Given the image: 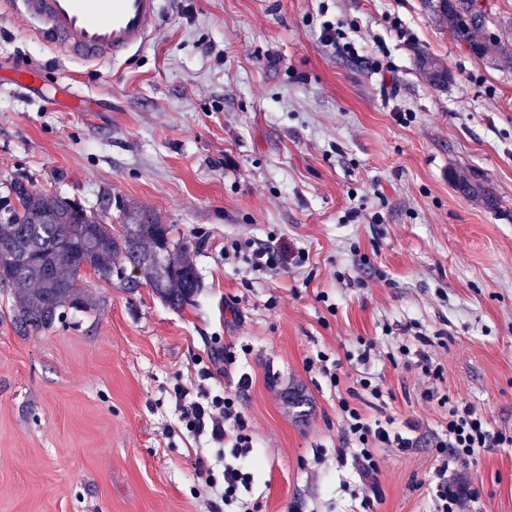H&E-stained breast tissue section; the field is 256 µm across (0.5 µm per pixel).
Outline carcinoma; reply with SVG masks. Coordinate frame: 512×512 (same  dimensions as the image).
<instances>
[{"label": "carcinoma", "instance_id": "carcinoma-1", "mask_svg": "<svg viewBox=\"0 0 512 512\" xmlns=\"http://www.w3.org/2000/svg\"><path fill=\"white\" fill-rule=\"evenodd\" d=\"M468 0H424L425 9L448 25L451 37L476 56L486 52L487 18L468 16ZM420 70L434 84L448 80V72L433 57L420 53ZM463 193L483 205H497L484 183L458 175ZM119 256L139 275L120 277L133 286L145 282L173 309L193 302L199 276L182 239L153 220L123 224L112 233L74 202L37 194L19 179L0 197V287L13 295L12 323L22 333L45 332L69 310L96 306L83 283V272L112 280V257Z\"/></svg>", "mask_w": 512, "mask_h": 512}]
</instances>
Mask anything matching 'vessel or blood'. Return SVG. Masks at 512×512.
Masks as SVG:
<instances>
[{"label":"vessel or blood","mask_w":512,"mask_h":512,"mask_svg":"<svg viewBox=\"0 0 512 512\" xmlns=\"http://www.w3.org/2000/svg\"><path fill=\"white\" fill-rule=\"evenodd\" d=\"M37 36L89 65L129 59L158 26L159 0H0Z\"/></svg>","instance_id":"b4317fda"}]
</instances>
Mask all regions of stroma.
Listing matches in <instances>:
<instances>
[{"instance_id": "1", "label": "stroma", "mask_w": 512, "mask_h": 512, "mask_svg": "<svg viewBox=\"0 0 512 512\" xmlns=\"http://www.w3.org/2000/svg\"><path fill=\"white\" fill-rule=\"evenodd\" d=\"M421 51L444 86L418 70ZM494 59L422 0H161L156 34L101 67L0 17V197L20 177L115 227L174 225L202 282L175 311L88 271L96 307L29 335L0 288V512H365L339 455L338 401L362 375L421 437L377 449L372 512H433L448 411L386 354L442 337L440 393L512 430V65ZM25 66L43 75L29 89L15 84ZM464 172L497 209L454 187ZM245 239L307 260L253 271L230 251ZM367 340L375 357L345 363ZM320 353L342 360L339 386L308 368ZM180 385L241 403L254 465L236 502L212 503L204 470L238 458L182 426ZM448 478L479 493L463 512H512V447Z\"/></svg>"}]
</instances>
